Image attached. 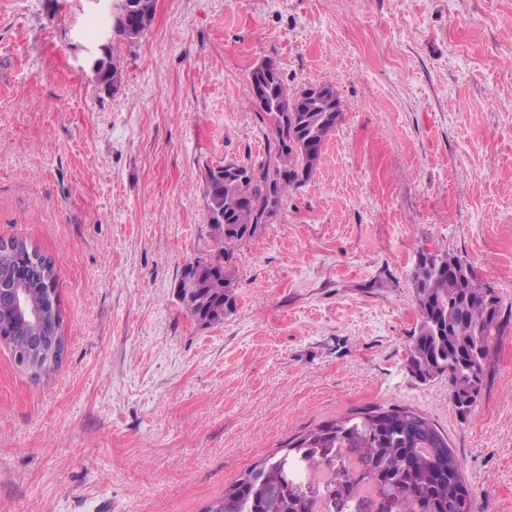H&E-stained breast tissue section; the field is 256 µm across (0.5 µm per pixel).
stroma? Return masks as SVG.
Returning a JSON list of instances; mask_svg holds the SVG:
<instances>
[{
  "instance_id": "35a3bbf8",
  "label": "stroma",
  "mask_w": 512,
  "mask_h": 512,
  "mask_svg": "<svg viewBox=\"0 0 512 512\" xmlns=\"http://www.w3.org/2000/svg\"><path fill=\"white\" fill-rule=\"evenodd\" d=\"M96 15L0 0V238L55 258L65 336L41 379L0 341V512H205L292 437L390 404L447 434L474 512H512V0H159L115 93L84 65ZM265 59L344 116L202 326L177 295L213 248L202 177L265 155ZM427 249L501 299L465 419L406 367Z\"/></svg>"
}]
</instances>
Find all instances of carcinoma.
I'll list each match as a JSON object with an SVG mask.
<instances>
[{
  "label": "carcinoma",
  "instance_id": "carcinoma-1",
  "mask_svg": "<svg viewBox=\"0 0 512 512\" xmlns=\"http://www.w3.org/2000/svg\"><path fill=\"white\" fill-rule=\"evenodd\" d=\"M126 20L138 32L149 30L155 17L152 0H126ZM120 35L102 60L111 76L124 78L117 46ZM323 95L311 87L289 89L280 72L268 82V100L251 99L263 123L272 131L264 157L241 166V180L231 173L235 164L209 168L203 177L208 220L215 248L196 258L189 274L201 292L186 305L191 317L202 319L217 307L228 313L235 307L237 247L257 229L277 217L288 191L307 181L320 161L326 141L343 119V109L332 84ZM18 260L0 253V283L27 282V304L42 309L57 295L56 261L14 240ZM419 319L408 345L407 366L423 382L448 379L450 400L460 418H467L486 378L492 337L500 332V298L458 256L443 251L424 256L411 271ZM28 332L23 319L0 307V336ZM61 354L37 357L32 376L50 377ZM358 448L367 467L343 488L358 495L365 485L379 484L396 502V512H473V501L461 465L448 438L416 410L398 405L364 408L320 423L296 437L224 489L207 512H310L309 504L289 491L287 462L300 461L309 471L323 465L320 443Z\"/></svg>",
  "mask_w": 512,
  "mask_h": 512
}]
</instances>
